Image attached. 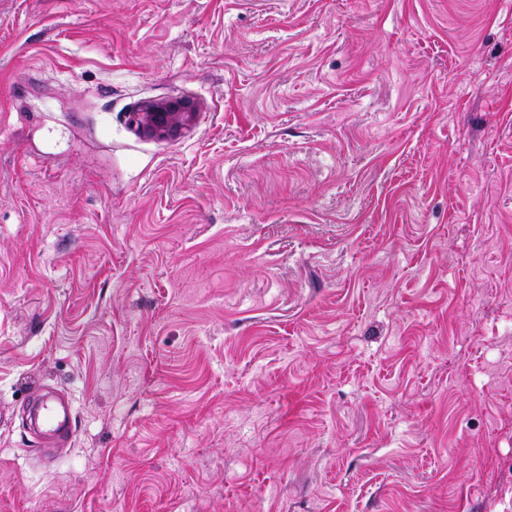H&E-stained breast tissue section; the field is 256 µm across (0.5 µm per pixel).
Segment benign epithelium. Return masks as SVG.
Instances as JSON below:
<instances>
[{
	"label": "benign epithelium",
	"mask_w": 512,
	"mask_h": 512,
	"mask_svg": "<svg viewBox=\"0 0 512 512\" xmlns=\"http://www.w3.org/2000/svg\"><path fill=\"white\" fill-rule=\"evenodd\" d=\"M193 105L183 99L150 101L129 113L130 125L141 134L157 138H174L194 121Z\"/></svg>",
	"instance_id": "1"
}]
</instances>
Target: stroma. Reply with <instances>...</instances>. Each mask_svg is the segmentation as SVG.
<instances>
[{"instance_id":"35a3bbf8","label":"stroma","mask_w":512,"mask_h":512,"mask_svg":"<svg viewBox=\"0 0 512 512\" xmlns=\"http://www.w3.org/2000/svg\"><path fill=\"white\" fill-rule=\"evenodd\" d=\"M0 512H512V0H0ZM193 105L183 99L150 101L129 114L130 125L141 134L157 138H174L188 129L194 121ZM36 420L53 439L52 448H69L75 436L71 405H62L54 398L38 392L33 403Z\"/></svg>"}]
</instances>
